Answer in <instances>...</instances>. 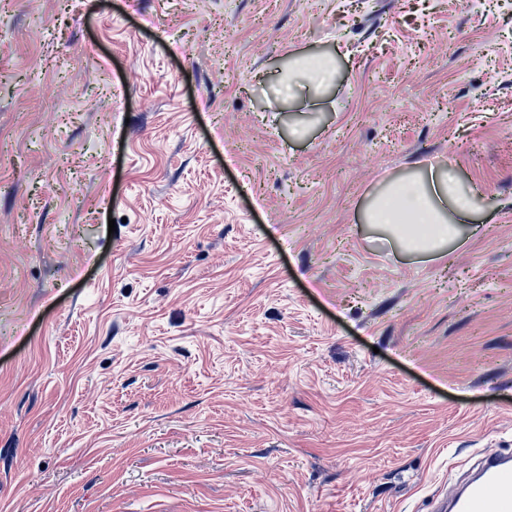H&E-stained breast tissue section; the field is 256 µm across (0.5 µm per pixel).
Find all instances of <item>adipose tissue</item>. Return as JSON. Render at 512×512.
<instances>
[{"mask_svg":"<svg viewBox=\"0 0 512 512\" xmlns=\"http://www.w3.org/2000/svg\"><path fill=\"white\" fill-rule=\"evenodd\" d=\"M481 204L460 192L452 171L429 167L416 178L387 186L363 211L365 223L382 226L402 250L431 258L474 223Z\"/></svg>","mask_w":512,"mask_h":512,"instance_id":"ef3b65f1","label":"adipose tissue"}]
</instances>
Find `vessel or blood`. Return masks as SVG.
I'll return each instance as SVG.
<instances>
[{"label":"vessel or blood","mask_w":512,"mask_h":512,"mask_svg":"<svg viewBox=\"0 0 512 512\" xmlns=\"http://www.w3.org/2000/svg\"><path fill=\"white\" fill-rule=\"evenodd\" d=\"M433 512H512V451L482 453L469 476Z\"/></svg>","instance_id":"vessel-or-blood-1"}]
</instances>
